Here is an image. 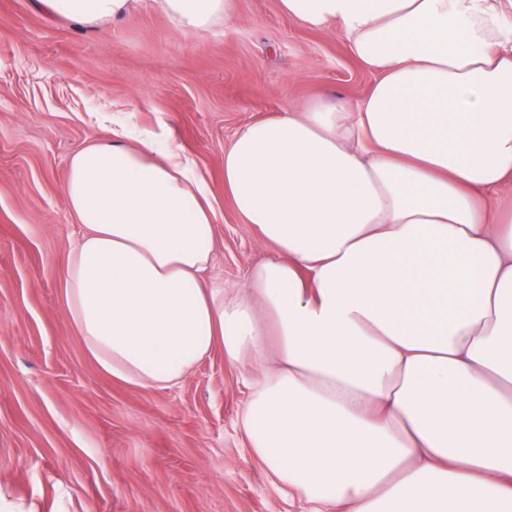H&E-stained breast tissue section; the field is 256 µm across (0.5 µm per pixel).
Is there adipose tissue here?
<instances>
[{
    "label": "adipose tissue",
    "mask_w": 512,
    "mask_h": 512,
    "mask_svg": "<svg viewBox=\"0 0 512 512\" xmlns=\"http://www.w3.org/2000/svg\"><path fill=\"white\" fill-rule=\"evenodd\" d=\"M98 27L134 0H38ZM182 30L233 0H151ZM376 79L238 131L224 194L271 256L228 294L216 210L161 134L73 156L63 302L141 390L215 348L248 371L243 430L303 512H512V0H279Z\"/></svg>",
    "instance_id": "obj_1"
}]
</instances>
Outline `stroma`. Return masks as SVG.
<instances>
[{"mask_svg":"<svg viewBox=\"0 0 512 512\" xmlns=\"http://www.w3.org/2000/svg\"><path fill=\"white\" fill-rule=\"evenodd\" d=\"M233 21L185 32L136 0L91 30L0 0V512H301L253 457L241 369L214 350L180 386L143 391L91 361L62 302L79 227L70 161L107 141L100 115L163 132L214 192L225 288L269 247L224 196V147L291 103L355 102L374 76L334 30L278 0H234Z\"/></svg>","mask_w":512,"mask_h":512,"instance_id":"35a3bbf8","label":"stroma"}]
</instances>
